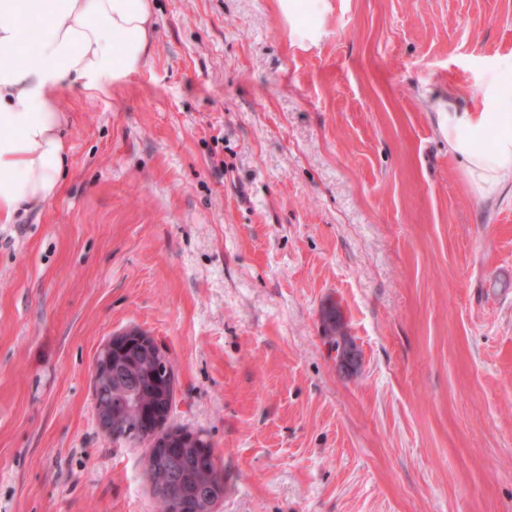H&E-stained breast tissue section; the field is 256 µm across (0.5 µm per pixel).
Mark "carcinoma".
<instances>
[{
    "label": "carcinoma",
    "instance_id": "obj_1",
    "mask_svg": "<svg viewBox=\"0 0 512 512\" xmlns=\"http://www.w3.org/2000/svg\"><path fill=\"white\" fill-rule=\"evenodd\" d=\"M327 335L333 337L334 349L348 343L339 311L330 305L322 311ZM115 375L112 387L103 389V400L112 408V440H145L153 435L152 414L155 408L174 398V393L157 383V365L136 344L114 351ZM152 481L163 487L155 495L160 512H194L211 486L221 481L220 472L191 448H173L150 465Z\"/></svg>",
    "mask_w": 512,
    "mask_h": 512
}]
</instances>
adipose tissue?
I'll list each match as a JSON object with an SVG mask.
<instances>
[{
	"instance_id": "1",
	"label": "adipose tissue",
	"mask_w": 512,
	"mask_h": 512,
	"mask_svg": "<svg viewBox=\"0 0 512 512\" xmlns=\"http://www.w3.org/2000/svg\"><path fill=\"white\" fill-rule=\"evenodd\" d=\"M294 44H318L329 0H275ZM41 21L36 49L22 41L31 18ZM154 37L151 0H0V223L20 208L55 199L68 161L67 116L58 91L86 93L138 71ZM485 95L494 111L479 112L448 97L443 126L448 148L461 161L479 198L502 190L512 172V88L492 81ZM491 138L490 148L477 143Z\"/></svg>"
}]
</instances>
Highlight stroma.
<instances>
[{
	"label": "stroma",
	"mask_w": 512,
	"mask_h": 512,
	"mask_svg": "<svg viewBox=\"0 0 512 512\" xmlns=\"http://www.w3.org/2000/svg\"><path fill=\"white\" fill-rule=\"evenodd\" d=\"M141 71L63 87L58 197L0 223V512H155L92 368L141 329L215 512H512V174L475 195L449 92L512 72V0H154ZM360 356L342 369L321 311ZM276 11L288 28L291 40L301 47L317 45L323 35L322 18L329 0H275ZM306 17V18H305Z\"/></svg>",
	"instance_id": "35a3bbf8"
}]
</instances>
